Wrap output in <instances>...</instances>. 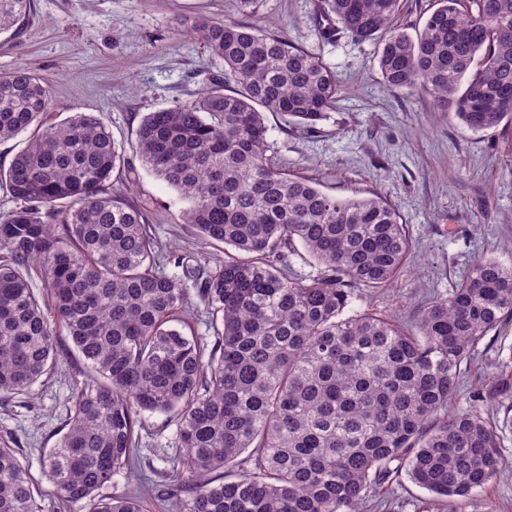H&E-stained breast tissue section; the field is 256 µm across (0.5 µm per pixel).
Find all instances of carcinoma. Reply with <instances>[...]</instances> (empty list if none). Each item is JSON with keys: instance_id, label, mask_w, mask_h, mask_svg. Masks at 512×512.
Returning a JSON list of instances; mask_svg holds the SVG:
<instances>
[{"instance_id": "1", "label": "carcinoma", "mask_w": 512, "mask_h": 512, "mask_svg": "<svg viewBox=\"0 0 512 512\" xmlns=\"http://www.w3.org/2000/svg\"><path fill=\"white\" fill-rule=\"evenodd\" d=\"M436 3L412 37L395 23L400 0H320L321 35L379 39L384 84L427 91L473 134L512 123V0ZM34 9L0 0V36L18 35ZM192 34L224 79L190 105L147 113L132 149L188 203L205 241L236 251L193 273L211 349L170 325L186 291L163 271L152 225L115 196L124 146L92 112L48 122L43 78L0 72V141L29 133L0 167L16 202L0 219V394L53 370L57 327L99 376L73 396L44 460L57 499L144 512L134 490L101 494L118 473L140 480L144 411L178 427L164 490L175 512H361L403 472L444 502L475 496L501 471L512 417L450 406L480 341L512 316V266L475 259L408 328L352 310L361 289L389 286L404 267L407 224L379 195L340 200L267 155L265 113L314 129L336 76L255 26L202 18ZM298 246L320 265L308 281L283 263ZM497 393H512V372L493 377ZM35 490L19 449L0 443V512H40Z\"/></svg>"}]
</instances>
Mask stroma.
<instances>
[{
	"instance_id": "obj_1",
	"label": "stroma",
	"mask_w": 512,
	"mask_h": 512,
	"mask_svg": "<svg viewBox=\"0 0 512 512\" xmlns=\"http://www.w3.org/2000/svg\"><path fill=\"white\" fill-rule=\"evenodd\" d=\"M258 25L319 56L341 91L326 120L306 132L267 113L270 153L281 168L318 180L340 199L376 194L402 216L412 254L391 287L367 292L355 308L413 321L426 302L447 297L475 258L512 265V124L475 135L453 113L435 110L423 90L392 91L377 64V43L319 34L318 0H263L257 13L235 0H36L20 36L0 38V70L29 68L49 85L51 121L77 112L100 115L113 138L125 145L118 192L153 225L162 254L190 256L213 268L224 247L200 238L185 224L186 202L130 150L142 117L192 102L222 80L224 64L209 56L189 30L199 18ZM54 373L26 394L0 397V440L14 438L23 464L38 478L41 512H84L60 507L41 480L43 461L65 431L73 393L93 371L66 334L56 338ZM512 372V317L477 346L464 386L488 387L493 376ZM134 450L155 475L143 492L161 495L162 473L179 448L177 426L163 413L142 412ZM500 474L459 512H512V437L505 439ZM392 512H441L432 494L407 477L390 490Z\"/></svg>"
}]
</instances>
